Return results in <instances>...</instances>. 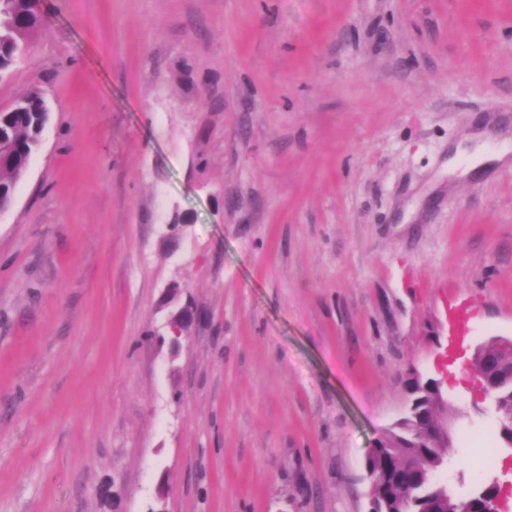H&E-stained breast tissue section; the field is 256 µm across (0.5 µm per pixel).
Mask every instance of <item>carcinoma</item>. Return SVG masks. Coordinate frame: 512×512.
<instances>
[{
  "label": "carcinoma",
  "instance_id": "1",
  "mask_svg": "<svg viewBox=\"0 0 512 512\" xmlns=\"http://www.w3.org/2000/svg\"><path fill=\"white\" fill-rule=\"evenodd\" d=\"M45 22L30 0H0V80L6 77L25 53L31 34ZM40 92L32 91L0 110V199L13 196L16 183L24 176L33 154L38 150L44 125L48 119ZM433 419L429 403L417 406L418 435L409 448L403 443L402 423L393 427L368 459L379 482L380 507L385 512H457L463 505L480 503L488 487L477 486L462 497L442 484L425 479L437 457L445 449L435 448L426 438Z\"/></svg>",
  "mask_w": 512,
  "mask_h": 512
}]
</instances>
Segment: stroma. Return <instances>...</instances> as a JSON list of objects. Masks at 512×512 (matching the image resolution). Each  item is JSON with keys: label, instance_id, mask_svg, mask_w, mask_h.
Masks as SVG:
<instances>
[{"label": "stroma", "instance_id": "obj_1", "mask_svg": "<svg viewBox=\"0 0 512 512\" xmlns=\"http://www.w3.org/2000/svg\"><path fill=\"white\" fill-rule=\"evenodd\" d=\"M39 9L0 81L50 109L0 215V512H366L450 315L512 339V163L448 161L512 151V0ZM471 385L460 493L512 485Z\"/></svg>", "mask_w": 512, "mask_h": 512}]
</instances>
